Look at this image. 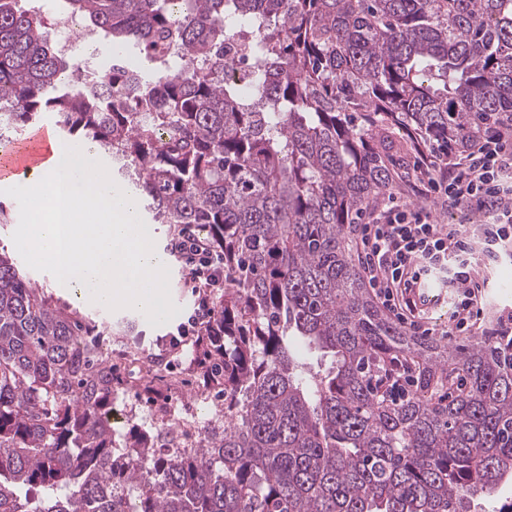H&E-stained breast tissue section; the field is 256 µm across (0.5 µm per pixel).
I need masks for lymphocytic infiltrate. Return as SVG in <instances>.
<instances>
[{
  "label": "lymphocytic infiltrate",
  "mask_w": 512,
  "mask_h": 512,
  "mask_svg": "<svg viewBox=\"0 0 512 512\" xmlns=\"http://www.w3.org/2000/svg\"><path fill=\"white\" fill-rule=\"evenodd\" d=\"M427 196L442 205L476 206L488 225L480 248L456 225L431 222L428 213L409 209L395 195H388L367 222L351 227L363 256V272L381 305L396 315L409 308L401 289L407 272L456 287L449 332L473 329L479 312L473 309L470 287L475 270L473 255L482 250L494 256L512 245V132L494 131L480 138L470 153L449 159L447 173L423 171ZM171 252L189 271L185 282L196 296L200 310H208L213 290L224 282V260L209 237L197 227H179L170 243Z\"/></svg>",
  "instance_id": "f902f5d3"
}]
</instances>
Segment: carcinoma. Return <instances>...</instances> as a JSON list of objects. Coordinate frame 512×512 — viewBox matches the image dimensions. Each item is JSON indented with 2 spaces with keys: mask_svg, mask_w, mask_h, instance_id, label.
Masks as SVG:
<instances>
[{
  "mask_svg": "<svg viewBox=\"0 0 512 512\" xmlns=\"http://www.w3.org/2000/svg\"><path fill=\"white\" fill-rule=\"evenodd\" d=\"M19 2L0 0V131L53 114L154 223L224 250L202 347L224 419L195 448L166 425L117 452L95 326L0 253V512H478L512 481V342L410 333L347 243L394 156L433 167L512 129V0H64L156 71L112 63L89 89Z\"/></svg>",
  "mask_w": 512,
  "mask_h": 512,
  "instance_id": "carcinoma-1",
  "label": "carcinoma"
}]
</instances>
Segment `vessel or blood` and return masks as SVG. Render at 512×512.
<instances>
[{"mask_svg": "<svg viewBox=\"0 0 512 512\" xmlns=\"http://www.w3.org/2000/svg\"><path fill=\"white\" fill-rule=\"evenodd\" d=\"M58 145L55 128L46 122L29 131L21 144L0 149V185H23L24 174L53 159ZM405 295L418 314L432 316L448 306L447 290L430 280L408 279Z\"/></svg>", "mask_w": 512, "mask_h": 512, "instance_id": "obj_1", "label": "vessel or blood"}]
</instances>
